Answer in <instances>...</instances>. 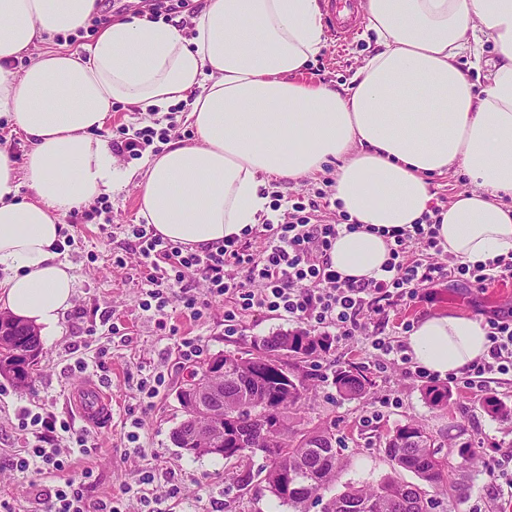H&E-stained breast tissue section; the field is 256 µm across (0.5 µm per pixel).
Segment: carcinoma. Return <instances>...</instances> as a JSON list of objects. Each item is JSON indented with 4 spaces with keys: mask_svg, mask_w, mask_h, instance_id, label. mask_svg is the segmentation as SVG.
Segmentation results:
<instances>
[{
    "mask_svg": "<svg viewBox=\"0 0 512 512\" xmlns=\"http://www.w3.org/2000/svg\"><path fill=\"white\" fill-rule=\"evenodd\" d=\"M0 336V377L18 389L32 386L41 356V342L35 326L18 318L3 326ZM325 336L300 329L256 341L236 354L219 356L224 373L213 375L210 366L193 372L190 382H211L224 393V405H193L181 402L184 419L173 431V442L191 456L214 455L226 461L261 455L265 467L248 481L256 490L272 495L288 512H305L311 499L330 489L344 466L340 449L330 434L318 429H291L288 411L302 404L309 391L310 373L303 364L328 350ZM275 356L288 372V386L264 371L261 357ZM336 392L344 400L366 397L371 381L362 371L339 369L333 376ZM427 403L433 408L448 406L446 387H429ZM483 409L498 419L512 418V407L494 395L482 399ZM382 451L394 468L412 474L417 482L392 477L375 487L347 485L331 496L324 512H422L421 504L431 503L429 495L448 499V512H457L467 499L471 485L468 470L476 465L471 443L457 446L455 462L441 454L440 445L416 421L398 424L387 431Z\"/></svg>",
    "mask_w": 512,
    "mask_h": 512,
    "instance_id": "cac0c4a2",
    "label": "carcinoma"
}]
</instances>
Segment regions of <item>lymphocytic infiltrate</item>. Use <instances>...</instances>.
Returning a JSON list of instances; mask_svg holds the SVG:
<instances>
[{
  "label": "lymphocytic infiltrate",
  "mask_w": 512,
  "mask_h": 512,
  "mask_svg": "<svg viewBox=\"0 0 512 512\" xmlns=\"http://www.w3.org/2000/svg\"><path fill=\"white\" fill-rule=\"evenodd\" d=\"M174 123L157 128L123 127L112 139L118 157L161 154L175 131ZM335 200L321 190L293 199L289 210L271 206L275 216L262 224L257 237L232 236L197 250L163 238L150 224H128L124 232L143 274L140 306L149 312L160 336L169 340L179 367L196 365L204 351L200 337L178 336L168 324V310L179 304L190 318L205 317L213 300L224 303V333L241 334L246 320L258 313L288 318L316 336L343 340L369 332L377 371L397 366L405 374L438 382L439 377L413 362L403 341L386 333L391 312L423 298L424 289L448 282L479 288L512 280V256L485 263H463L448 255L433 225L440 207L422 222L383 229L389 258L380 276L344 277L332 267L330 250L341 231L356 232L357 222L339 223L332 215ZM490 346L458 372L450 385L483 392L501 377H512V313L486 319ZM17 429L24 441L8 460L27 490L36 492L42 512H174L185 489L168 469L141 467L122 481L116 497L90 500L93 469L75 471L71 454L93 456L92 432L75 427L50 412L21 408Z\"/></svg>",
  "instance_id": "1"
}]
</instances>
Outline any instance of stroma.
<instances>
[{
    "label": "stroma",
    "mask_w": 512,
    "mask_h": 512,
    "mask_svg": "<svg viewBox=\"0 0 512 512\" xmlns=\"http://www.w3.org/2000/svg\"><path fill=\"white\" fill-rule=\"evenodd\" d=\"M373 48L372 35L364 29L342 46L337 45L333 35H326L321 52L309 60L300 79L344 88ZM107 202L112 208V221L117 224V231L100 230L93 220L75 227L70 216L61 219L74 239L73 245L61 254L62 260L72 267L74 297L71 309L60 317L55 336L42 341V357L32 389L17 391L0 378V494L15 498L21 512H39L34 494L23 489L5 467L9 453L17 448L16 413L21 407L36 406L57 417L78 420L79 415L71 408L68 395L74 388L93 382L111 393L112 416L93 430L99 448L89 461L97 478L92 498L116 493L131 468L158 466L175 470L190 494L194 493L197 481L208 482L214 498L223 503V512H278V504L270 494L255 493L245 483L246 475L263 466L262 457L244 460L235 468L222 457H191L175 446L172 433L184 418L176 389L186 379L187 372L175 367L167 340L157 336L153 320L139 306V267L131 263L120 269L112 264L113 252L120 250L127 239L120 231L121 225L141 221L138 190L131 183L119 186L108 196ZM97 306L112 307L114 320L121 332L128 334L129 343L109 335L87 336L85 329L91 320L77 318L75 311L79 308L90 311ZM510 311L512 281L494 283L483 290L452 282L436 286L430 301L399 306L391 321L417 323L428 316L447 313L481 321L486 315ZM170 316L179 335L199 336L205 340L204 355L208 358L240 352L253 341L290 328L287 318L259 314L247 319L241 335L225 336L224 303L220 300L213 301L207 318L202 321L193 320L177 309L171 311ZM365 344V337H351L332 346L319 362L309 363L308 369L316 371L321 364L332 371L341 367L359 369L372 381L369 397L341 399L331 381L319 380L309 401L295 416L303 427L322 429L335 436L346 465L333 486L334 491H342L348 484L374 486L393 475V467L380 450L379 438L395 425L414 420L426 426L442 453L454 454L456 443L463 441L478 447L477 473L460 512H512V489L504 487L496 499L488 497L490 466L504 452L512 451V421L490 417L479 406L480 393L458 388L452 389L447 408H431L424 398L426 383L407 377L397 369L377 373L370 365ZM101 351L106 354L105 371L92 374L76 369L77 358ZM164 364L173 367L170 383L155 409L143 413L136 383L142 371ZM383 392L398 395L401 407L385 410L379 421L364 424L363 417L372 407L374 396ZM139 416L145 421L141 442L147 453L129 459L124 455V423Z\"/></svg>",
    "instance_id": "obj_1"
}]
</instances>
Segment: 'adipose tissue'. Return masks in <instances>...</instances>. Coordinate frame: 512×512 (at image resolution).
<instances>
[{
    "mask_svg": "<svg viewBox=\"0 0 512 512\" xmlns=\"http://www.w3.org/2000/svg\"><path fill=\"white\" fill-rule=\"evenodd\" d=\"M96 0H0V114L28 144L24 165L0 148V309L52 335L74 280L55 250L61 218L136 181L141 214L163 237L196 248L269 216L263 189L334 165L342 211L334 268L378 276V228L429 211L428 178L457 167L470 180L441 212L438 236L462 262L512 254V0H367L376 50L350 86L293 81L324 43L318 0H205L195 33L134 19L82 50H46L87 28ZM491 41L483 87L457 63ZM28 55L23 72L12 61ZM189 102L190 141L123 169L97 137L115 104L144 112ZM32 191L19 197L20 184ZM414 361L446 375L486 354L481 323L448 314L407 338Z\"/></svg>",
    "mask_w": 512,
    "mask_h": 512,
    "instance_id": "adipose-tissue-1",
    "label": "adipose tissue"
}]
</instances>
